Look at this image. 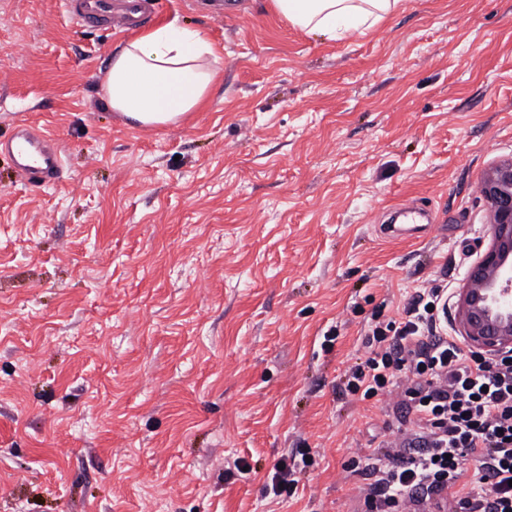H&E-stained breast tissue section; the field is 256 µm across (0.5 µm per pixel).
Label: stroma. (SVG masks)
Wrapping results in <instances>:
<instances>
[{
    "label": "stroma",
    "mask_w": 512,
    "mask_h": 512,
    "mask_svg": "<svg viewBox=\"0 0 512 512\" xmlns=\"http://www.w3.org/2000/svg\"><path fill=\"white\" fill-rule=\"evenodd\" d=\"M199 2L152 23L202 29L217 82L192 119L141 130L104 92L128 33L0 0V140L25 122L63 152L41 187L0 152V512H356L355 464L401 393L344 395L343 376L430 280L456 302L488 244L512 0H403L333 42L271 0ZM408 205L430 226L382 236ZM282 464L283 470L278 468V465ZM273 474L271 476L272 489L274 494L281 495L282 493H286L287 495L293 494V487L295 485L296 480L290 479L293 475V469L288 466V459H284L275 464L273 468Z\"/></svg>",
    "instance_id": "stroma-1"
}]
</instances>
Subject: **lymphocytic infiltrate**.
Listing matches in <instances>:
<instances>
[{
    "mask_svg": "<svg viewBox=\"0 0 512 512\" xmlns=\"http://www.w3.org/2000/svg\"><path fill=\"white\" fill-rule=\"evenodd\" d=\"M448 291L418 289L401 318L376 323L344 391L403 389L398 447L373 454L361 512H512V350L463 349L438 323ZM474 469H467V462Z\"/></svg>",
    "mask_w": 512,
    "mask_h": 512,
    "instance_id": "lymphocytic-infiltrate-1",
    "label": "lymphocytic infiltrate"
}]
</instances>
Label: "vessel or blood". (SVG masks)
<instances>
[{
    "label": "vessel or blood",
    "instance_id": "1",
    "mask_svg": "<svg viewBox=\"0 0 512 512\" xmlns=\"http://www.w3.org/2000/svg\"><path fill=\"white\" fill-rule=\"evenodd\" d=\"M152 0H65L76 19L113 30H126L144 24L151 16ZM10 150L21 175L35 186L59 181L62 171L61 149L54 138L29 125H19Z\"/></svg>",
    "mask_w": 512,
    "mask_h": 512
}]
</instances>
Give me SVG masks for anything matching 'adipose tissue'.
<instances>
[{
  "label": "adipose tissue",
  "mask_w": 512,
  "mask_h": 512,
  "mask_svg": "<svg viewBox=\"0 0 512 512\" xmlns=\"http://www.w3.org/2000/svg\"><path fill=\"white\" fill-rule=\"evenodd\" d=\"M401 0H273L288 22L329 41L368 29ZM213 44L199 29L166 24L127 41L109 63L104 84L113 111L145 124L165 125L197 111L216 71Z\"/></svg>",
  "instance_id": "1"
}]
</instances>
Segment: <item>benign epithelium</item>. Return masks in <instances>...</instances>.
Instances as JSON below:
<instances>
[{
	"mask_svg": "<svg viewBox=\"0 0 512 512\" xmlns=\"http://www.w3.org/2000/svg\"><path fill=\"white\" fill-rule=\"evenodd\" d=\"M489 216V242L470 266L456 301L463 336H479L493 346L512 336V158L481 180Z\"/></svg>",
	"mask_w": 512,
	"mask_h": 512,
	"instance_id": "benign-epithelium-1",
	"label": "benign epithelium"
}]
</instances>
